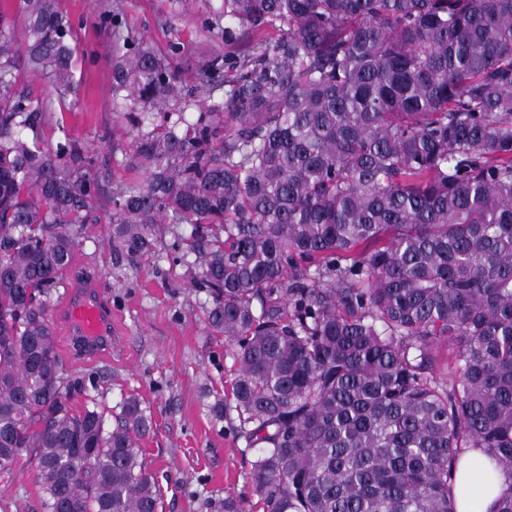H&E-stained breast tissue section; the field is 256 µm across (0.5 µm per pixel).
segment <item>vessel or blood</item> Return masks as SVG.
Listing matches in <instances>:
<instances>
[{
    "mask_svg": "<svg viewBox=\"0 0 512 512\" xmlns=\"http://www.w3.org/2000/svg\"><path fill=\"white\" fill-rule=\"evenodd\" d=\"M58 317L80 356H97L112 348V305L102 281L92 279L69 289Z\"/></svg>",
    "mask_w": 512,
    "mask_h": 512,
    "instance_id": "1",
    "label": "vessel or blood"
}]
</instances>
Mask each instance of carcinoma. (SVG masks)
Returning a JSON list of instances; mask_svg holds the SVG:
<instances>
[{"label": "carcinoma", "mask_w": 512, "mask_h": 512, "mask_svg": "<svg viewBox=\"0 0 512 512\" xmlns=\"http://www.w3.org/2000/svg\"><path fill=\"white\" fill-rule=\"evenodd\" d=\"M211 25L253 38L191 120L174 53L115 34L147 177L109 203L130 255L192 226L175 260L234 348L263 512H455L461 448L512 479V0H222ZM73 41L57 0L0 11V470L34 452L43 512H161L150 417L75 411L49 319L111 176L42 143L16 77L76 92Z\"/></svg>", "instance_id": "carcinoma-1"}]
</instances>
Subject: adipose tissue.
Returning a JSON list of instances; mask_svg holds the SVG:
<instances>
[{
	"mask_svg": "<svg viewBox=\"0 0 512 512\" xmlns=\"http://www.w3.org/2000/svg\"><path fill=\"white\" fill-rule=\"evenodd\" d=\"M452 485L456 512H493L498 498L512 489V481L474 448L463 449L457 455Z\"/></svg>",
	"mask_w": 512,
	"mask_h": 512,
	"instance_id": "ef3b65f1",
	"label": "adipose tissue"
}]
</instances>
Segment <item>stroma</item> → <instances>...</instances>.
<instances>
[{
	"label": "stroma",
	"mask_w": 512,
	"mask_h": 512,
	"mask_svg": "<svg viewBox=\"0 0 512 512\" xmlns=\"http://www.w3.org/2000/svg\"><path fill=\"white\" fill-rule=\"evenodd\" d=\"M220 0H58L75 26V99L58 94L28 69L17 74L18 89L45 107L40 137L56 143L68 133L109 168L113 186L139 180L128 113L112 107L111 38L96 25L102 12L117 14L121 26L149 41L158 53L176 51L181 74L192 79L194 100L224 98V79L196 81L202 65L224 56L223 35L209 28ZM97 223L84 225L71 267L51 292L59 308L73 280L84 273L105 282L112 304V350L95 358L74 356L65 328L53 323L57 351L68 381L79 383L73 408L102 411L115 422L127 397H137L150 414L151 428L140 446L162 491L164 512H212L211 505L232 493L257 504L246 474L250 452L238 435L239 421L228 396L238 365L233 349L208 321L211 299L196 286L194 272L173 261L175 232L188 225H161L150 253L131 256L112 249V207L106 196L94 203ZM35 459L20 458L0 470V512H41Z\"/></svg>",
	"instance_id": "1"
}]
</instances>
